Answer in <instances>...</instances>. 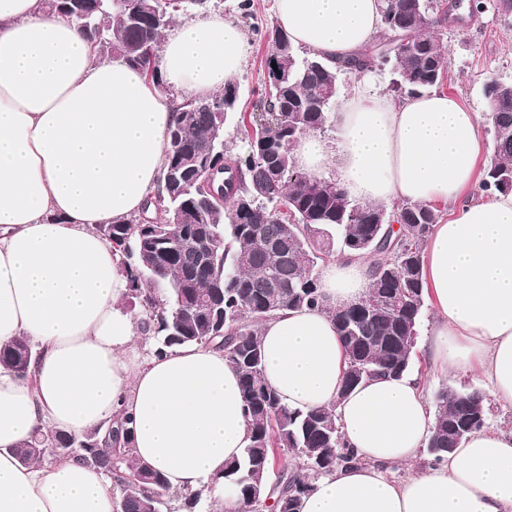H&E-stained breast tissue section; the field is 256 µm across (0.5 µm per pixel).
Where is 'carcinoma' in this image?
I'll list each match as a JSON object with an SVG mask.
<instances>
[{
    "label": "carcinoma",
    "instance_id": "obj_1",
    "mask_svg": "<svg viewBox=\"0 0 512 512\" xmlns=\"http://www.w3.org/2000/svg\"><path fill=\"white\" fill-rule=\"evenodd\" d=\"M132 0H45L49 10L76 22L100 59L119 56L139 68L161 94L169 93L158 70L163 32L176 12L198 10L191 0L151 3L141 17ZM425 19L416 20L417 14ZM383 31L392 38L409 29L412 49L386 56L373 42L361 58L336 66L314 53L299 55L278 27L265 28L272 46L270 87L260 99L248 153L228 154L224 127L239 85L219 93L174 100L167 163L153 224L137 216L98 229L129 276L126 300L138 307L142 330L163 354L197 344L224 352L239 372L251 443L227 463L224 484L252 512H298L310 476L355 466L343 442L336 407L291 410L263 378L260 327L277 311L320 302L317 271L333 254L356 253L375 274L367 296L374 304L334 312L346 357L341 395L374 375L410 370L425 311L424 244L441 220L436 208L403 202L390 214L379 205L348 198L336 184L309 177L295 166L292 147L303 136L334 126L341 79L371 62L391 66L403 94L442 85L446 60L436 35L448 20L437 0H383ZM495 163L483 168L479 189L512 192V89L496 92L495 111L484 114ZM183 209L187 224H166L168 211ZM402 224L403 235L387 226ZM39 350L26 337L0 346V366L22 380L31 377ZM433 432L426 445L431 463L444 460L487 422L485 394L471 389L436 395ZM133 420L121 413L82 434L38 428L15 450L25 466L48 468L73 459L101 469L120 488L119 512H168L175 496L180 512H197L202 492L174 494L165 475L133 451ZM294 455L288 469L280 452Z\"/></svg>",
    "mask_w": 512,
    "mask_h": 512
}]
</instances>
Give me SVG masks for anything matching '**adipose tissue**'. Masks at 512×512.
I'll return each instance as SVG.
<instances>
[{
    "instance_id": "ef3b65f1",
    "label": "adipose tissue",
    "mask_w": 512,
    "mask_h": 512,
    "mask_svg": "<svg viewBox=\"0 0 512 512\" xmlns=\"http://www.w3.org/2000/svg\"><path fill=\"white\" fill-rule=\"evenodd\" d=\"M294 45L328 62L357 56L381 25L380 0H275ZM244 31L222 15L177 24L159 68L196 97L241 70ZM174 113L136 67L99 60L79 27L42 0H0V345L24 336L39 357L26 382L0 368V512H118L102 470L63 459L20 464L39 427L80 434L117 412L134 419L141 462L174 491L207 488L250 443L239 375L201 345L142 354L139 319L123 310L128 277L97 227L140 213L156 189ZM336 142L303 137L297 167L376 205L443 207L425 247L434 364L476 373L512 406V192L479 194L485 145L478 113L443 91L394 99L364 83L335 114ZM322 302L279 312L261 330L263 377L291 408L336 406L359 465L312 483L300 512H512V430L481 429L443 462L402 481L433 416L411 373L342 393L345 352L333 311L368 292V263L336 256L319 271Z\"/></svg>"
}]
</instances>
